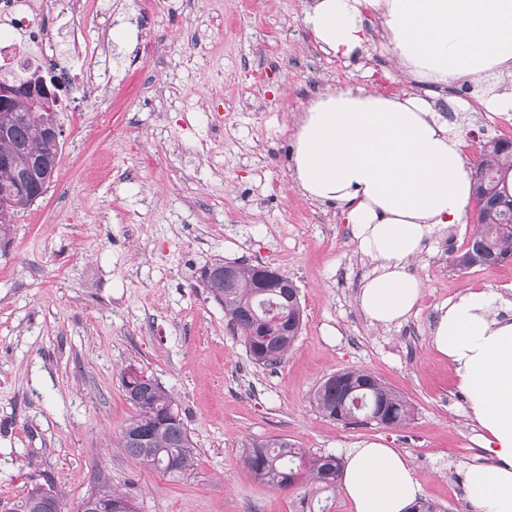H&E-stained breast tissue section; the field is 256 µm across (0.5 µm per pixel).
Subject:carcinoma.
<instances>
[{
    "label": "carcinoma",
    "mask_w": 512,
    "mask_h": 512,
    "mask_svg": "<svg viewBox=\"0 0 512 512\" xmlns=\"http://www.w3.org/2000/svg\"><path fill=\"white\" fill-rule=\"evenodd\" d=\"M56 104L31 99L26 95L12 106L0 110V153H12L7 166L0 164V236L11 232L16 214L29 208L35 199L30 192L16 187L20 171L32 163L39 164L47 179L59 163V144L45 141L44 132L58 123ZM476 170L484 174L479 186L485 203L481 208L471 238L472 247L456 255L449 268L462 272L474 267L471 250L481 252V266L500 265L512 260V138L494 137L486 141L483 157ZM251 265L239 267L231 284L202 283L208 294L224 306L234 329L240 333L251 359L258 365L274 366L283 360L301 330V304L295 300L288 309L264 313L262 306L282 303L273 290L256 294ZM126 400L133 415L121 430L124 451L140 463L172 478H180L196 455L192 436L171 393L156 380H142V397L137 399L122 382ZM311 403L318 413L343 423L349 416L372 421L386 428L409 423L414 407L396 391L367 369L338 372L328 377L314 391ZM242 461L256 478L272 489L295 485L300 476L320 490H335L341 463L332 455L314 456L286 438L272 437L243 444ZM92 494L112 500V512H137L130 496L101 486ZM56 501V512H62V501L52 486L31 488L17 501L14 512H46L47 497Z\"/></svg>",
    "instance_id": "1"
}]
</instances>
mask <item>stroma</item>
Returning a JSON list of instances; mask_svg holds the SVG:
<instances>
[{
    "instance_id": "35a3bbf8",
    "label": "stroma",
    "mask_w": 512,
    "mask_h": 512,
    "mask_svg": "<svg viewBox=\"0 0 512 512\" xmlns=\"http://www.w3.org/2000/svg\"><path fill=\"white\" fill-rule=\"evenodd\" d=\"M310 0H94L85 37L105 90L67 98L58 169L0 239V512L36 484L65 512L106 483L138 512H302V499L351 512L342 492L274 490L240 458L281 436L345 457L363 441L405 453L424 499L471 512L467 469L484 463L467 396L430 345L440 306L471 288L512 300V262L448 268L472 224L424 245L410 265L418 311L380 327L356 295L372 262L339 209L293 179L295 120L326 89L401 92L418 79L371 37L356 63L324 53ZM268 264L299 289L301 331L275 367L254 364L222 305L199 284L213 259ZM135 365L174 396L197 448L174 480L119 448L132 416L121 376ZM367 369L403 393L396 429L344 425L311 404L330 375Z\"/></svg>"
}]
</instances>
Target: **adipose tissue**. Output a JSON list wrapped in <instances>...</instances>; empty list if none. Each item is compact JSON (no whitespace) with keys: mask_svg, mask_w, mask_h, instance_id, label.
<instances>
[{"mask_svg":"<svg viewBox=\"0 0 512 512\" xmlns=\"http://www.w3.org/2000/svg\"><path fill=\"white\" fill-rule=\"evenodd\" d=\"M400 66L437 86L512 71V0H312L304 22L328 54L358 56L365 14ZM294 174L310 198L340 209L374 262L360 309L382 326L416 313L409 266L437 231L463 223L472 203L463 139L427 99L362 87L319 95L297 123ZM432 347L452 364L493 462L471 466L472 512H512V304L486 289L439 309ZM352 512H408L421 496L406 454L378 441L349 449L341 475Z\"/></svg>","mask_w":512,"mask_h":512,"instance_id":"ef3b65f1","label":"adipose tissue"}]
</instances>
